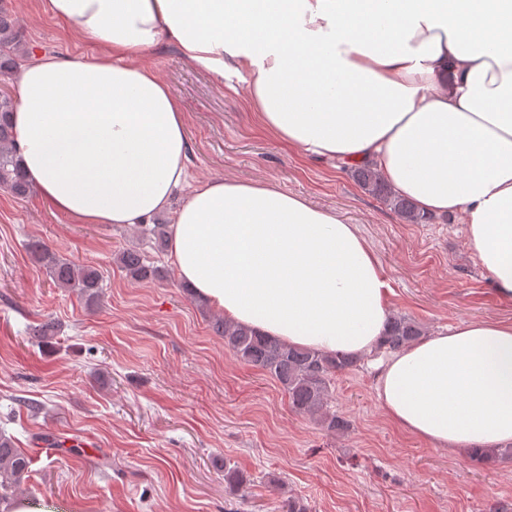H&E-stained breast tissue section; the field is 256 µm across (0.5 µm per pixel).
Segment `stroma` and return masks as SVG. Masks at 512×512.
<instances>
[{"instance_id": "obj_1", "label": "stroma", "mask_w": 512, "mask_h": 512, "mask_svg": "<svg viewBox=\"0 0 512 512\" xmlns=\"http://www.w3.org/2000/svg\"><path fill=\"white\" fill-rule=\"evenodd\" d=\"M30 56H89L75 26L39 0H9ZM178 96L189 144L187 182L262 181L358 225L384 275L392 313L432 335L459 322H512L467 245L461 218L407 223L365 190L349 165L285 147L257 125L235 77L217 82L171 46L148 55ZM39 239L67 261L99 268L87 306L28 252ZM161 267L136 281L125 249ZM214 308L186 290L144 225L77 224L37 190L0 188V432L30 458L23 499L55 512H512V460L478 462L402 432L386 417L364 364L336 374L328 406L350 422L327 432L293 413L280 384L232 354ZM50 321L51 342L29 332ZM52 436L57 454L38 453ZM236 468L241 486L224 480Z\"/></svg>"}]
</instances>
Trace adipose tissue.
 <instances>
[{
	"instance_id": "adipose-tissue-1",
	"label": "adipose tissue",
	"mask_w": 512,
	"mask_h": 512,
	"mask_svg": "<svg viewBox=\"0 0 512 512\" xmlns=\"http://www.w3.org/2000/svg\"><path fill=\"white\" fill-rule=\"evenodd\" d=\"M92 59L35 57L18 79L14 149L80 224L173 210L182 282L226 319L291 346L371 354L390 304L357 225L273 184L215 177L180 205L187 142L161 45L246 84L264 129L304 154L371 163L422 213L462 218L512 300V0H41ZM388 419L466 455L512 444V323L476 320L376 365Z\"/></svg>"
}]
</instances>
